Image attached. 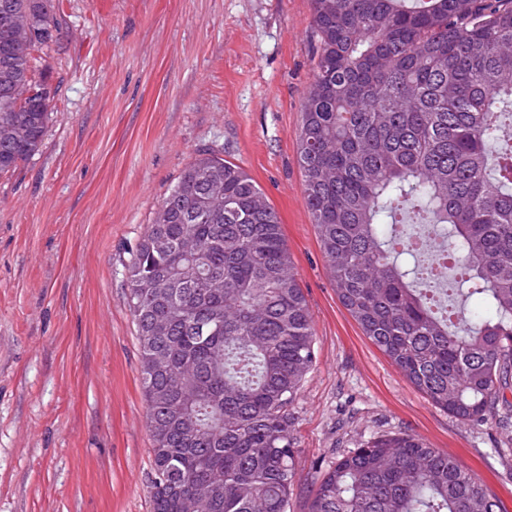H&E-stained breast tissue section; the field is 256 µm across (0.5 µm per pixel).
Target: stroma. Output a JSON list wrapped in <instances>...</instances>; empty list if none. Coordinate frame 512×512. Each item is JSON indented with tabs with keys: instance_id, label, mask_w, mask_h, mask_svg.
Returning a JSON list of instances; mask_svg holds the SVG:
<instances>
[{
	"instance_id": "stroma-1",
	"label": "stroma",
	"mask_w": 512,
	"mask_h": 512,
	"mask_svg": "<svg viewBox=\"0 0 512 512\" xmlns=\"http://www.w3.org/2000/svg\"><path fill=\"white\" fill-rule=\"evenodd\" d=\"M32 47L51 115L0 175V512H152V439L128 265L199 153L239 164L277 211L315 363L290 409L307 512L370 438L411 434L512 512V392L480 425L435 407L339 302L297 162L314 78L311 0H50Z\"/></svg>"
}]
</instances>
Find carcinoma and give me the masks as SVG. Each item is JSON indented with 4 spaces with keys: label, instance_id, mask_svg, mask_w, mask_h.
Listing matches in <instances>:
<instances>
[{
    "label": "carcinoma",
    "instance_id": "obj_1",
    "mask_svg": "<svg viewBox=\"0 0 512 512\" xmlns=\"http://www.w3.org/2000/svg\"><path fill=\"white\" fill-rule=\"evenodd\" d=\"M315 79L297 160L336 294L436 407L485 421L512 388V0H312ZM48 0H0V173L37 151L51 103L19 51L53 38ZM430 224L453 261L445 304ZM129 305L152 436L153 512H288V408L314 363L278 213L237 163L201 153L137 244ZM307 512H501L453 458L374 437Z\"/></svg>",
    "mask_w": 512,
    "mask_h": 512
}]
</instances>
